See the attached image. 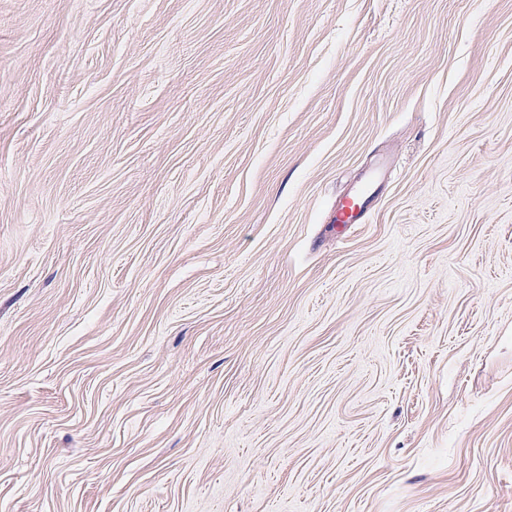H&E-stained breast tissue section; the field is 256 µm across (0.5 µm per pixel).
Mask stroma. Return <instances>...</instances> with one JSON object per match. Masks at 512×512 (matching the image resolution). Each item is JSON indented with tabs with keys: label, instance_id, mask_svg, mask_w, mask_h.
Returning a JSON list of instances; mask_svg holds the SVG:
<instances>
[{
	"label": "stroma",
	"instance_id": "obj_1",
	"mask_svg": "<svg viewBox=\"0 0 512 512\" xmlns=\"http://www.w3.org/2000/svg\"><path fill=\"white\" fill-rule=\"evenodd\" d=\"M0 512H512V0H0ZM398 154V147L392 145L378 151L363 180L336 196L323 223L331 234L343 237L347 229L358 224H369L371 203L386 186Z\"/></svg>",
	"mask_w": 512,
	"mask_h": 512
}]
</instances>
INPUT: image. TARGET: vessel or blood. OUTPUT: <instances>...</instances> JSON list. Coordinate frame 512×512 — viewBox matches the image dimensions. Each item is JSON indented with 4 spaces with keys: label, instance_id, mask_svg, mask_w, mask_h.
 Instances as JSON below:
<instances>
[{
    "label": "vessel or blood",
    "instance_id": "b4317fda",
    "mask_svg": "<svg viewBox=\"0 0 512 512\" xmlns=\"http://www.w3.org/2000/svg\"><path fill=\"white\" fill-rule=\"evenodd\" d=\"M399 150L386 146L378 151L358 185L336 196L326 215L327 230L343 236L347 229L369 223L371 203L381 193L394 168Z\"/></svg>",
    "mask_w": 512,
    "mask_h": 512
}]
</instances>
